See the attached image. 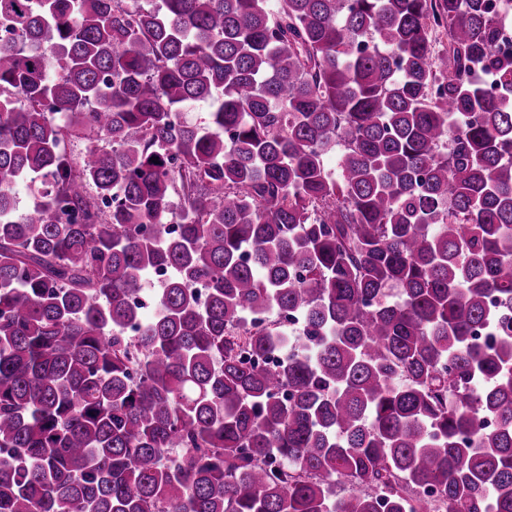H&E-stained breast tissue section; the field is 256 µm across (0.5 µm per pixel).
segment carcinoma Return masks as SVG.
Returning <instances> with one entry per match:
<instances>
[{
    "label": "carcinoma",
    "instance_id": "1",
    "mask_svg": "<svg viewBox=\"0 0 512 512\" xmlns=\"http://www.w3.org/2000/svg\"><path fill=\"white\" fill-rule=\"evenodd\" d=\"M0 21V512H512L495 0Z\"/></svg>",
    "mask_w": 512,
    "mask_h": 512
}]
</instances>
